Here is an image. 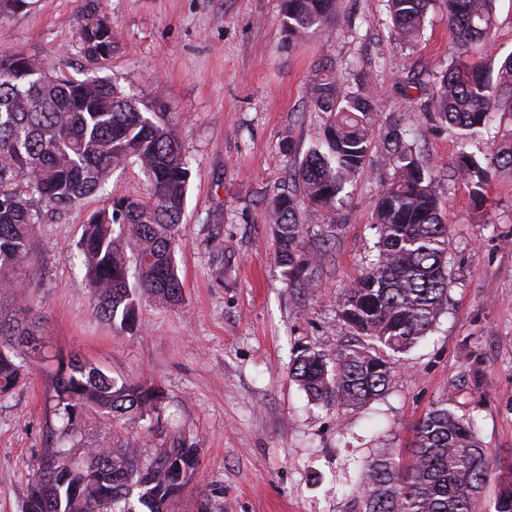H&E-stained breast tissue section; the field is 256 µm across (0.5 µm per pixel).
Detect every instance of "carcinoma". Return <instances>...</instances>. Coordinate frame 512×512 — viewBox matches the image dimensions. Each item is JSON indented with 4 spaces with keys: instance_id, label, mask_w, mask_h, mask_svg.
<instances>
[{
    "instance_id": "cac0c4a2",
    "label": "carcinoma",
    "mask_w": 512,
    "mask_h": 512,
    "mask_svg": "<svg viewBox=\"0 0 512 512\" xmlns=\"http://www.w3.org/2000/svg\"><path fill=\"white\" fill-rule=\"evenodd\" d=\"M393 32L413 44L430 0H386ZM454 33L448 68L437 77L428 108L464 138L479 135L496 112H512V55L499 67L469 55L488 37L495 0H445ZM288 39L324 30L335 0H282ZM99 0H81L77 49L105 68L116 48L112 24ZM308 101L329 114L324 139L288 171L294 189L273 199L270 220L278 263L294 281L311 285L300 255V209L332 206L367 166L380 104L316 83ZM395 154L392 177L373 204L378 254L368 271L339 297L337 308L360 344L336 350L296 351L292 378L309 398L326 406L362 407L390 389L394 369L448 309L452 269L451 228L440 217L442 187L399 135L384 142ZM137 165L146 196L120 197L94 211L83 225L79 258L94 297L96 316L122 333L138 330L137 294L165 304L182 297L175 247L191 179V160L172 122L139 107L108 76L75 79L62 60L46 62L23 52L0 56V287L29 262L36 226L58 221L92 195L105 191L112 170ZM454 174L484 199L489 170L512 174V135L495 141L479 159L460 153ZM132 254H127V248ZM15 336H32L0 318V393L28 375L14 352ZM161 390L151 383L119 381L100 368L71 360L54 386L56 442L37 460L23 512H170L199 465V449L172 439L151 461L134 448H86L83 416L155 412ZM494 474L488 449L471 417L445 404L412 426L406 451L385 448L360 476L354 512H512V463L488 506L482 494Z\"/></svg>"
}]
</instances>
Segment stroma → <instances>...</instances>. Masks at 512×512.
<instances>
[{
    "mask_svg": "<svg viewBox=\"0 0 512 512\" xmlns=\"http://www.w3.org/2000/svg\"><path fill=\"white\" fill-rule=\"evenodd\" d=\"M119 34L105 72L142 104L166 113L192 162L175 257L183 301L140 296L141 328L119 333L97 318L71 259L88 215L106 196L140 197L138 167H117L106 195L93 196L55 224L41 225L28 266L0 290V309L27 303L39 316V350L21 387L0 395V512H21L37 458L56 427L53 382L60 359L76 357L119 380L151 382L159 410L115 419L88 413L83 440L135 444L150 460L170 437L199 450V466L172 508L196 512L208 492L215 512H351L349 490L384 448H405L411 426L439 404L476 421L492 458L512 463V175L493 174L482 207L453 176L460 149L476 156L484 139L462 145L455 128L426 111L429 88L448 66L453 31L443 0H431L418 42L400 43L384 0H336L330 30L288 42L281 0H99ZM78 0H31L0 17V54L77 53ZM472 56L512 54V0H497L490 43ZM381 95L376 140L404 133L444 190L452 230L453 283L446 313L396 365L389 392L363 409L308 398L292 380L298 346L353 344L336 300L377 254L372 203L393 172L374 150L332 211L307 219L301 251L312 287L290 281L277 261L271 202L288 170L322 135L327 115L307 96L322 80ZM412 80L411 102L399 83ZM484 370L473 373V359Z\"/></svg>",
    "mask_w": 512,
    "mask_h": 512,
    "instance_id": "stroma-1",
    "label": "stroma"
}]
</instances>
